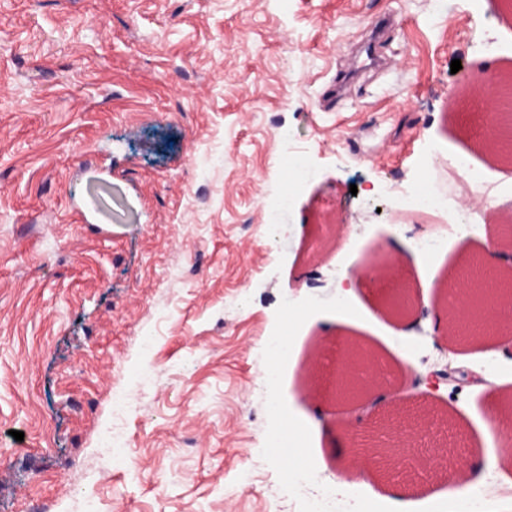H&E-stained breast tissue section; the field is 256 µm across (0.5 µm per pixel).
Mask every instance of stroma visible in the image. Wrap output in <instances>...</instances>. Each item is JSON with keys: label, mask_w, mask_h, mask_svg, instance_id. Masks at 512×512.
<instances>
[{"label": "stroma", "mask_w": 512, "mask_h": 512, "mask_svg": "<svg viewBox=\"0 0 512 512\" xmlns=\"http://www.w3.org/2000/svg\"><path fill=\"white\" fill-rule=\"evenodd\" d=\"M385 17L386 68L332 94ZM475 72L512 73L502 0L439 14L432 0H0V512H82L78 479L100 512H305L309 490L284 482L264 439L273 394L327 473L353 460L346 422L388 407L416 424L415 447L502 484L512 355L448 340L440 305L512 219L481 118L455 103ZM429 141L440 157L423 159ZM462 152L472 176L447 183L482 215L425 255L417 238L436 225L394 222L389 189ZM294 161L308 176L292 189ZM287 191L279 224H262V204ZM340 274L354 279L347 321ZM428 280L411 317L388 315ZM290 307L304 312L297 349L269 391L268 341ZM351 341L392 375L355 406L332 397ZM449 355L495 388L408 384ZM116 390L133 403L119 423L129 457L98 453ZM355 480L374 512L448 498L439 472Z\"/></svg>", "instance_id": "35a3bbf8"}]
</instances>
